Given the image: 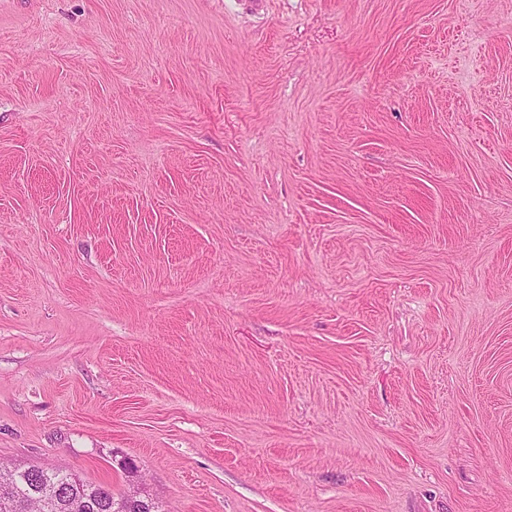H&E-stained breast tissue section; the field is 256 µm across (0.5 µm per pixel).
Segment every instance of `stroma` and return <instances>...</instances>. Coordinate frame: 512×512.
Here are the masks:
<instances>
[{
	"label": "stroma",
	"mask_w": 512,
	"mask_h": 512,
	"mask_svg": "<svg viewBox=\"0 0 512 512\" xmlns=\"http://www.w3.org/2000/svg\"><path fill=\"white\" fill-rule=\"evenodd\" d=\"M164 512H512V0H0V462Z\"/></svg>",
	"instance_id": "obj_1"
}]
</instances>
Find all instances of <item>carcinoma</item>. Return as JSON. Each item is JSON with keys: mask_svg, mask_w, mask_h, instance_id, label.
I'll use <instances>...</instances> for the list:
<instances>
[{"mask_svg": "<svg viewBox=\"0 0 512 512\" xmlns=\"http://www.w3.org/2000/svg\"><path fill=\"white\" fill-rule=\"evenodd\" d=\"M36 465L0 466V485L9 481L17 489L18 509L24 512L23 500H31L48 485L64 484L57 494L53 512H116L117 498L105 493L107 486L88 482L66 469L39 467L41 477L25 475Z\"/></svg>", "mask_w": 512, "mask_h": 512, "instance_id": "obj_1", "label": "carcinoma"}]
</instances>
